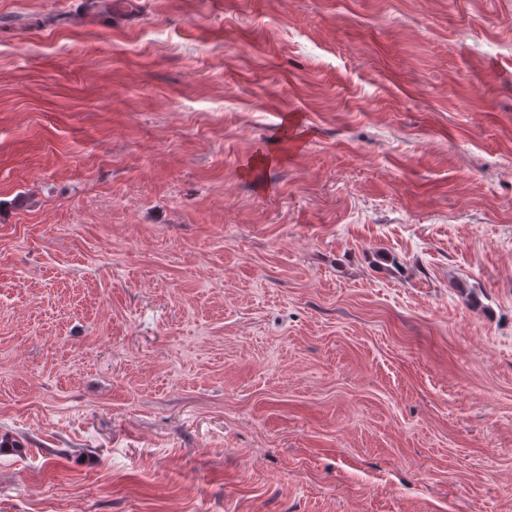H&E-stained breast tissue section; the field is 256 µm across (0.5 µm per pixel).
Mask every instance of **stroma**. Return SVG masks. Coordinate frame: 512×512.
I'll return each mask as SVG.
<instances>
[{
    "label": "stroma",
    "instance_id": "obj_1",
    "mask_svg": "<svg viewBox=\"0 0 512 512\" xmlns=\"http://www.w3.org/2000/svg\"><path fill=\"white\" fill-rule=\"evenodd\" d=\"M0 512H512V0H0Z\"/></svg>",
    "mask_w": 512,
    "mask_h": 512
}]
</instances>
